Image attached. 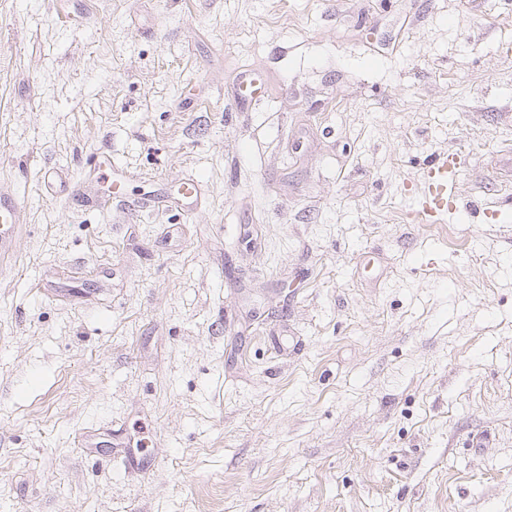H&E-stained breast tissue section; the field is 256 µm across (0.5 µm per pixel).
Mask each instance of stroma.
<instances>
[{
	"label": "stroma",
	"instance_id": "1",
	"mask_svg": "<svg viewBox=\"0 0 512 512\" xmlns=\"http://www.w3.org/2000/svg\"><path fill=\"white\" fill-rule=\"evenodd\" d=\"M0 194V512H512L505 0H0ZM463 164L458 151L436 155L424 167L423 187L414 205L421 217L442 221L457 210L456 182Z\"/></svg>",
	"mask_w": 512,
	"mask_h": 512
}]
</instances>
